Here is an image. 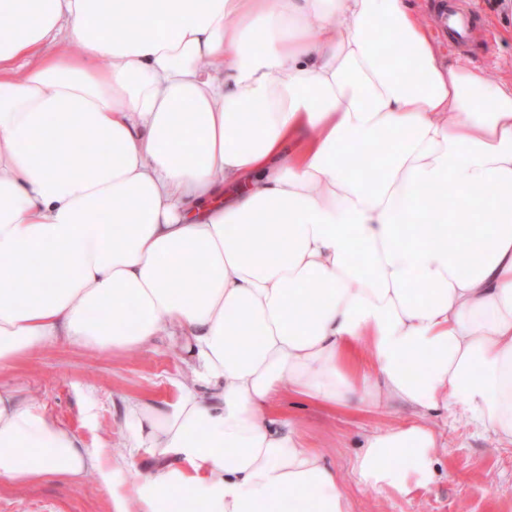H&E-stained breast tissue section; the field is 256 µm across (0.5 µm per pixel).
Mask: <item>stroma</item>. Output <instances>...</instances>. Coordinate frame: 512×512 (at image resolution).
Returning a JSON list of instances; mask_svg holds the SVG:
<instances>
[{
    "instance_id": "1",
    "label": "stroma",
    "mask_w": 512,
    "mask_h": 512,
    "mask_svg": "<svg viewBox=\"0 0 512 512\" xmlns=\"http://www.w3.org/2000/svg\"><path fill=\"white\" fill-rule=\"evenodd\" d=\"M476 15L468 47L451 45L435 32L433 0H412L420 21L444 61L468 60L499 77L512 76V0H472ZM192 361L170 337L142 349L95 350L60 344L19 361L8 379L31 400L71 429L84 447L99 453L103 473L83 479L38 482L18 488L0 480V512H115L129 500L131 476L115 470L126 455L125 408L129 401L171 398L175 382L190 374ZM307 438L321 448L341 481L352 488L356 512H512V446L476 428L459 413L434 415L441 446L435 449L432 484L407 496L353 486L351 464L364 437L407 419L391 404L380 411L328 410L301 398L290 401Z\"/></svg>"
}]
</instances>
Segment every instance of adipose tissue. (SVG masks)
Segmentation results:
<instances>
[{"instance_id":"1","label":"adipose tissue","mask_w":512,"mask_h":512,"mask_svg":"<svg viewBox=\"0 0 512 512\" xmlns=\"http://www.w3.org/2000/svg\"><path fill=\"white\" fill-rule=\"evenodd\" d=\"M2 14L0 479L103 468L5 381L19 360L163 334L187 340L210 389L128 403L121 466L140 451L157 467L136 512H353L289 395L412 411L366 435L365 489L433 481L438 412L512 445V81L444 64L411 0ZM123 19L142 35L118 34ZM373 147L372 170L354 169ZM452 223L476 225L483 251L449 241Z\"/></svg>"}]
</instances>
